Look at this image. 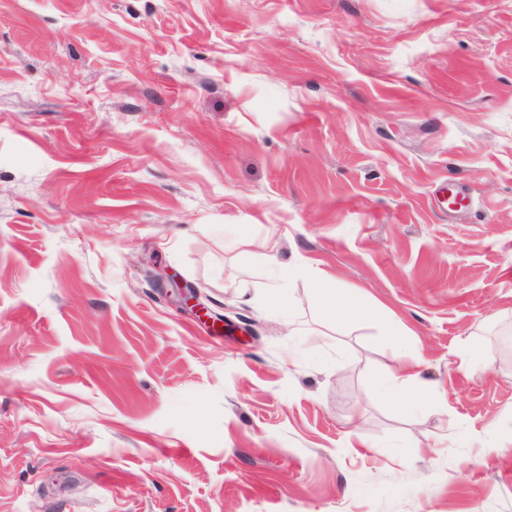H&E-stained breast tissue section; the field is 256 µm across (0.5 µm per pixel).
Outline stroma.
Masks as SVG:
<instances>
[{
    "label": "stroma",
    "instance_id": "1",
    "mask_svg": "<svg viewBox=\"0 0 512 512\" xmlns=\"http://www.w3.org/2000/svg\"><path fill=\"white\" fill-rule=\"evenodd\" d=\"M503 329L512 0H0V512H512ZM269 266L273 269L271 275L273 277L269 285V297L272 304L281 312L283 318L289 315L288 288H285L281 278L279 269V261L277 254L272 250L267 255ZM298 275H307L310 278L324 312L329 317L340 319L356 315L360 319H365L371 316V310L361 294L345 292L336 287L334 280L314 272L303 271L299 267L291 270L288 278ZM378 391L396 401L406 390L413 392L421 388L419 373L412 369L399 368L393 372L387 379L376 382Z\"/></svg>",
    "mask_w": 512,
    "mask_h": 512
}]
</instances>
